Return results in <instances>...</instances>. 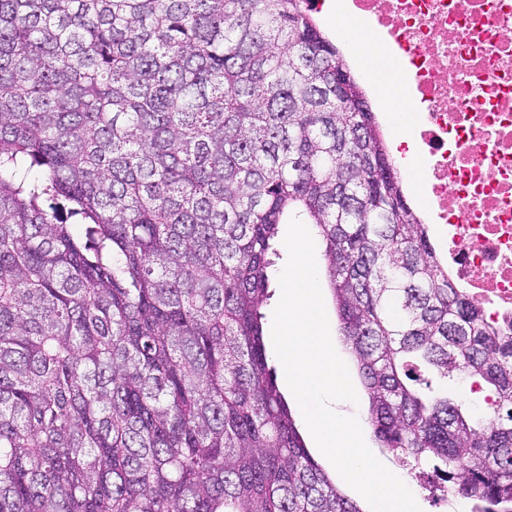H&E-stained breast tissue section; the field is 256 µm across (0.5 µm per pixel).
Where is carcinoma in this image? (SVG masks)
<instances>
[{
    "label": "carcinoma",
    "instance_id": "carcinoma-1",
    "mask_svg": "<svg viewBox=\"0 0 512 512\" xmlns=\"http://www.w3.org/2000/svg\"><path fill=\"white\" fill-rule=\"evenodd\" d=\"M331 61L303 0H0V512H363L267 356L294 217L380 447L512 512V334L448 280ZM288 225L289 224H283L281 226L280 244L278 245V250H279L280 255H279V259L276 258L275 266L273 267V271H272V273H273L272 281L273 282H272L270 291H272L271 294H273V296L267 301V304L262 308V312L264 315L263 330H264V335H265L267 354L269 356L270 363L276 367L277 376H278L277 380H278V384L280 387V391L282 392V394L288 401V404L292 411V415L295 420L296 426H297L299 432L301 433V435L303 436L306 446L309 449L310 453L319 462V464H321V466L325 469V471L332 478L336 479V484H338L341 488H343L346 491V493L353 500H355L363 510L371 511L370 506L367 503V501L341 478V476L335 470L333 465L320 452V450L316 446V444H315V442H314V440L304 422L300 408H299L291 390L289 389V387L286 383L283 366H282L281 362L279 361V359L277 358L274 347H273L272 338H271L272 315H273V311H274L275 307L277 306V304L279 302L280 295H281L278 276H279V273L281 272V270L283 269V267L287 261V258H288V252L284 245V238H285V235L287 232ZM469 384L470 382H466L456 375L453 380L448 378V389L458 392L463 408L470 412H475L479 416H484L488 412V407L484 405L483 398L489 392L483 388V392L471 394L469 392Z\"/></svg>",
    "mask_w": 512,
    "mask_h": 512
}]
</instances>
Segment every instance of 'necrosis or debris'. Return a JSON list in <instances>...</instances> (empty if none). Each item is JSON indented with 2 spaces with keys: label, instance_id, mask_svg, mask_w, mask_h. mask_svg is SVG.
Returning a JSON list of instances; mask_svg holds the SVG:
<instances>
[{
  "label": "necrosis or debris",
  "instance_id": "4bbe7bcc",
  "mask_svg": "<svg viewBox=\"0 0 512 512\" xmlns=\"http://www.w3.org/2000/svg\"><path fill=\"white\" fill-rule=\"evenodd\" d=\"M387 35L409 89L428 214L448 277L512 325V0H351Z\"/></svg>",
  "mask_w": 512,
  "mask_h": 512
}]
</instances>
